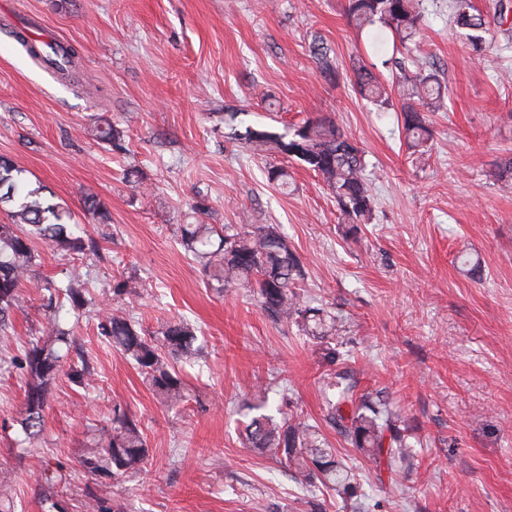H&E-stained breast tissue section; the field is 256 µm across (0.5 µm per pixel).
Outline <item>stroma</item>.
I'll return each instance as SVG.
<instances>
[{"instance_id": "35a3bbf8", "label": "stroma", "mask_w": 512, "mask_h": 512, "mask_svg": "<svg viewBox=\"0 0 512 512\" xmlns=\"http://www.w3.org/2000/svg\"><path fill=\"white\" fill-rule=\"evenodd\" d=\"M470 0L488 21L482 52L452 23L453 0H420L408 48L430 57L446 107L428 113L433 137L409 149L401 107L411 85L347 18L348 0H0V155L62 203L85 253L37 241L13 330L0 335V491L15 512H512V10ZM57 38L77 50L70 76L31 58L15 37ZM329 47L337 76L310 51ZM392 90L380 107L354 89L353 64ZM257 128L329 117L366 152L369 223L343 224L320 178L290 162L288 187L268 181L263 156L225 138L224 115ZM109 120L120 147L95 128ZM105 204L100 224L86 193ZM276 224L305 270L301 296L336 315L326 343L274 320L252 291L211 288L180 244L184 224ZM84 278L92 298L61 309L81 382L59 374L45 429L21 443L26 388L9 365L43 335L46 281ZM137 285L114 300L116 279ZM121 309L137 327L171 320L197 329L199 354L181 365L191 398L168 411L135 365L97 333ZM270 410L317 425L356 494L310 486L246 448L254 387ZM381 393L411 455L377 469L326 421L338 388ZM137 419L149 457L138 472L79 466L113 406ZM60 482L49 485L44 469Z\"/></svg>"}]
</instances>
